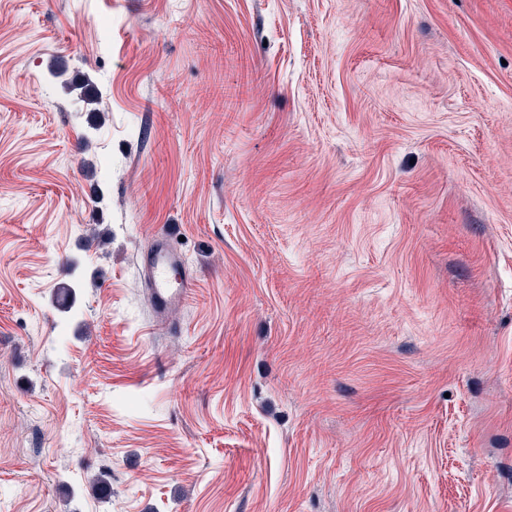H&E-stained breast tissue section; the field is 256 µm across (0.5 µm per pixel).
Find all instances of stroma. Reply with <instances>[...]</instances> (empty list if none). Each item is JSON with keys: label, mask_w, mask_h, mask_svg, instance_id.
<instances>
[{"label": "stroma", "mask_w": 512, "mask_h": 512, "mask_svg": "<svg viewBox=\"0 0 512 512\" xmlns=\"http://www.w3.org/2000/svg\"><path fill=\"white\" fill-rule=\"evenodd\" d=\"M0 512H512V0H0ZM140 266L159 316L163 317L187 301L192 276L183 253L171 243L168 235L159 237L152 249L141 256Z\"/></svg>", "instance_id": "1"}]
</instances>
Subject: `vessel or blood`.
I'll use <instances>...</instances> for the list:
<instances>
[{"instance_id": "b4317fda", "label": "vessel or blood", "mask_w": 512, "mask_h": 512, "mask_svg": "<svg viewBox=\"0 0 512 512\" xmlns=\"http://www.w3.org/2000/svg\"><path fill=\"white\" fill-rule=\"evenodd\" d=\"M141 273L158 315L184 304L192 288V276L182 252L168 236L159 237L140 258Z\"/></svg>"}]
</instances>
